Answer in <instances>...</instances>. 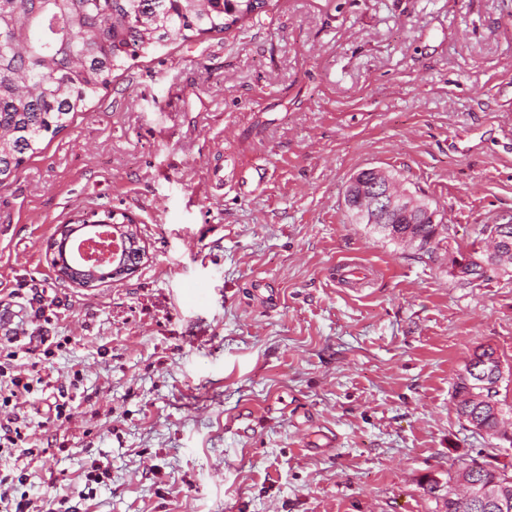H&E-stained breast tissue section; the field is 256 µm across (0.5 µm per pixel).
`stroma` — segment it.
Listing matches in <instances>:
<instances>
[{"label": "stroma", "mask_w": 512, "mask_h": 512, "mask_svg": "<svg viewBox=\"0 0 512 512\" xmlns=\"http://www.w3.org/2000/svg\"><path fill=\"white\" fill-rule=\"evenodd\" d=\"M256 156L259 191L212 188L215 162ZM372 167L459 244L512 218V0H270L113 71L0 187V307L24 334L0 352L45 383L23 406L39 455L0 459L16 492L41 512H436L424 477L512 463L452 401L478 346L512 369V278L457 286L352 222ZM102 206L145 255L87 291L48 243ZM344 260L377 273L354 287Z\"/></svg>", "instance_id": "35a3bbf8"}]
</instances>
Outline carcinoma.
Here are the masks:
<instances>
[{"instance_id":"carcinoma-1","label":"carcinoma","mask_w":512,"mask_h":512,"mask_svg":"<svg viewBox=\"0 0 512 512\" xmlns=\"http://www.w3.org/2000/svg\"><path fill=\"white\" fill-rule=\"evenodd\" d=\"M268 0H0V187L15 177L27 154L39 150L70 124L86 102L108 88L112 71L150 47L186 43L213 32H228L257 15ZM418 199L417 212L394 216L392 224L374 228L391 241L407 235L419 256H444L454 282L471 285L494 275L512 277V248L503 255L466 266L456 275L448 249L446 224ZM477 377H458L455 410L460 419L478 421L487 435L512 431V402L494 391L493 402L476 401ZM490 474H470L460 465L448 471L445 494L426 488L442 501L443 512H457L455 487L484 484Z\"/></svg>"}]
</instances>
